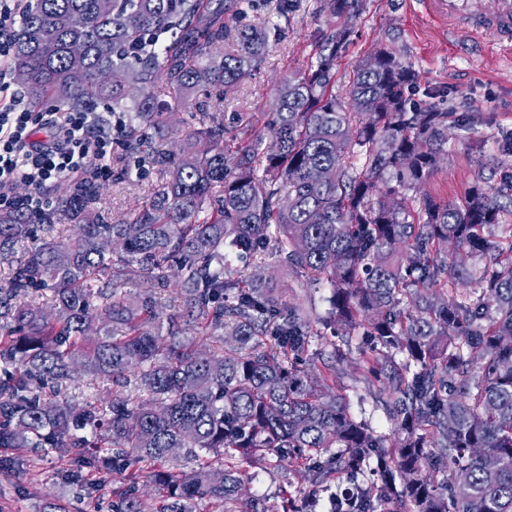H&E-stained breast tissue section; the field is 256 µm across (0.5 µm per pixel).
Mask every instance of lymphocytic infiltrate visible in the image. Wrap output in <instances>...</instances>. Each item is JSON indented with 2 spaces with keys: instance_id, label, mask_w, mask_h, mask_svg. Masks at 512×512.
Segmentation results:
<instances>
[{
  "instance_id": "f902f5d3",
  "label": "lymphocytic infiltrate",
  "mask_w": 512,
  "mask_h": 512,
  "mask_svg": "<svg viewBox=\"0 0 512 512\" xmlns=\"http://www.w3.org/2000/svg\"><path fill=\"white\" fill-rule=\"evenodd\" d=\"M24 0H0V208L16 203L14 189L24 183L33 193L28 208L47 205L53 182H82L109 169L112 131L123 118L108 112H35L16 88L11 66L12 33Z\"/></svg>"
}]
</instances>
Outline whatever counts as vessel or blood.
I'll return each mask as SVG.
<instances>
[{
	"label": "vessel or blood",
	"instance_id": "obj_1",
	"mask_svg": "<svg viewBox=\"0 0 512 512\" xmlns=\"http://www.w3.org/2000/svg\"><path fill=\"white\" fill-rule=\"evenodd\" d=\"M425 12L449 25L467 29L475 38L512 54V0H497L494 13H486L482 0H420Z\"/></svg>",
	"mask_w": 512,
	"mask_h": 512
}]
</instances>
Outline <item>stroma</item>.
<instances>
[{"label":"stroma","mask_w":512,"mask_h":512,"mask_svg":"<svg viewBox=\"0 0 512 512\" xmlns=\"http://www.w3.org/2000/svg\"><path fill=\"white\" fill-rule=\"evenodd\" d=\"M247 23L266 22L271 50L227 98L199 92L193 108L174 113L170 140L180 145L202 115L223 119L227 129L237 126L239 113H256L253 134L265 131L266 104L277 82L289 74L304 73L316 58L317 46L326 29L322 0H296L293 9H283L281 0H256ZM349 40L336 62L334 91L348 103L350 86L358 64L376 48L387 47L417 74L408 96L419 107L434 106L466 117L465 126L449 129L443 159L423 185L424 193L445 200H458L477 176L512 177V156L500 143L512 132V66L495 55L482 53L467 30L447 32L441 22L429 19L414 0H362L351 23ZM131 179L120 182L113 175L99 177L98 207L112 219L124 218L144 201L158 182L156 169L125 162ZM262 274L284 300L325 314L329 291L304 278L286 274L276 257H268ZM337 386L351 412L366 420L377 434L394 440V427L372 395L366 369L358 353H350L336 365ZM71 452L61 448L43 456L26 453L19 469L0 472V512H41L48 503L57 512H112V498L121 476L102 468L86 480L65 476ZM248 491L269 504L279 501L281 491L296 495L304 481L296 464L253 469L246 480Z\"/></svg>","instance_id":"35a3bbf8"}]
</instances>
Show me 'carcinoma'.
I'll use <instances>...</instances> for the list:
<instances>
[{"mask_svg":"<svg viewBox=\"0 0 512 512\" xmlns=\"http://www.w3.org/2000/svg\"><path fill=\"white\" fill-rule=\"evenodd\" d=\"M324 5L330 32L315 64L275 88L269 137L248 135L247 117L228 139L212 118L174 151L169 115L199 91L234 93L267 54L262 25L224 22L253 0H28L11 64L28 75L30 104L128 113L116 161L157 165L160 181L116 223L96 210L97 186H74L59 202L77 226L66 241L39 238L52 213L0 209V260L31 243L0 287V470L29 450L74 448L78 467L121 474L112 512H197L202 499L217 512H267L246 496L243 467L273 458L299 462L305 481L300 503L283 495L282 512H512V244L495 241L512 230L501 223L512 178L480 177L459 202L425 195L408 206L460 117L412 104L416 74L385 50L358 65V109L344 111L336 60L360 0ZM170 30L161 52L142 49ZM228 41L224 57L208 58ZM73 42L85 46L79 66ZM105 68L120 81L100 82ZM160 82L181 92L174 106L156 102ZM232 252L255 272L230 276ZM273 253L288 273L329 285L327 316L275 294L258 273ZM105 265L112 278L90 284ZM173 267L186 271L175 282ZM138 280L150 287L123 293ZM42 288L55 294L50 312L23 300ZM169 289L177 314L159 296ZM315 323L341 328L336 353L360 328L380 345L361 356L396 444L351 414L335 363L307 367ZM186 331L224 353L177 340ZM143 364L136 398L103 407L64 393L75 366L124 385ZM171 448L196 465L178 467ZM366 469L373 480L358 481Z\"/></svg>","mask_w":512,"mask_h":512,"instance_id":"cac0c4a2","label":"carcinoma"}]
</instances>
